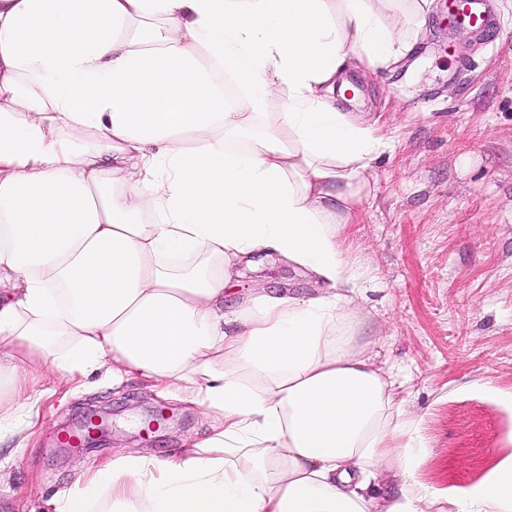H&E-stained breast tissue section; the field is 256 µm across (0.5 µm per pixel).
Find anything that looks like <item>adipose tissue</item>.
I'll return each mask as SVG.
<instances>
[{"label":"adipose tissue","instance_id":"adipose-tissue-1","mask_svg":"<svg viewBox=\"0 0 512 512\" xmlns=\"http://www.w3.org/2000/svg\"><path fill=\"white\" fill-rule=\"evenodd\" d=\"M431 6L0 0V428L48 367L136 374L215 417L181 455L113 457L56 512L104 490V512H512V454L445 494L416 480L347 256L392 144L336 84L352 60L401 67ZM256 253L316 294L225 312Z\"/></svg>","mask_w":512,"mask_h":512}]
</instances>
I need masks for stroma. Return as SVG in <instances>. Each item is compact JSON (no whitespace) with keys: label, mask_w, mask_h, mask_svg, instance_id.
Wrapping results in <instances>:
<instances>
[{"label":"stroma","mask_w":512,"mask_h":512,"mask_svg":"<svg viewBox=\"0 0 512 512\" xmlns=\"http://www.w3.org/2000/svg\"><path fill=\"white\" fill-rule=\"evenodd\" d=\"M492 5L505 35L498 48L432 13L405 66L371 79L352 62L341 75L360 92L345 111L376 121L393 142L375 163L349 254L375 278L364 340L421 419L417 478L438 489L476 481L512 450V0ZM255 288L305 295L314 283L256 255L240 266L225 311ZM32 389L41 395L33 427L0 434V512H53V499L100 462L172 455L211 423L136 375L116 385L95 370L76 384L48 371ZM91 410L108 412L106 440L62 447V428ZM155 410L169 414L158 429L132 426Z\"/></svg>","instance_id":"stroma-1"}]
</instances>
